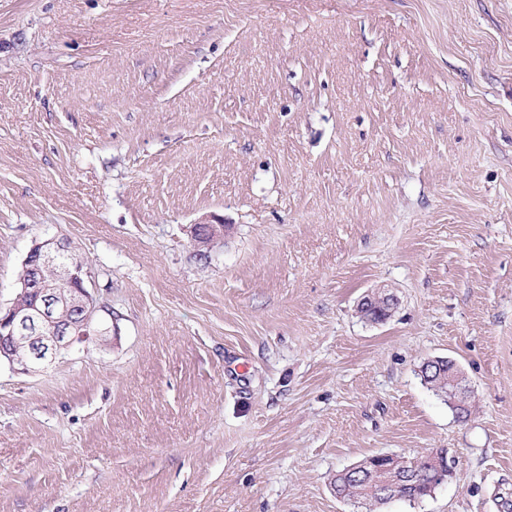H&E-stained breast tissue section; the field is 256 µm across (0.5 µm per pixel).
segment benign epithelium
<instances>
[{
	"label": "benign epithelium",
	"instance_id": "7a95c632",
	"mask_svg": "<svg viewBox=\"0 0 512 512\" xmlns=\"http://www.w3.org/2000/svg\"><path fill=\"white\" fill-rule=\"evenodd\" d=\"M196 247L210 250L215 243L224 238V224L215 222H200L192 229ZM58 281L70 284L66 295L56 293ZM34 289L36 297L29 305L11 303L5 309H0V359H5L21 373L36 372L74 342L85 339L99 332L104 322L105 308L98 305L93 298L91 270L88 264L77 256L65 242L59 240H44L36 242L29 249L23 262L22 272L18 278L19 294ZM387 301L386 309L378 321H385L394 309L396 297L379 293L365 295L361 307L379 300ZM75 314L68 320L60 316L59 311ZM24 344L27 351L23 355L16 354L15 347ZM470 399L469 387L461 369L453 362H448V403L455 408H466ZM431 455L417 456L408 461V475L403 476L391 472V468H379L387 456L374 455L367 461L356 463L354 470H363L368 466L379 469V473H387L389 477L378 483L375 493L387 500L396 496V491L406 484L410 476L417 473L422 461Z\"/></svg>",
	"mask_w": 512,
	"mask_h": 512
}]
</instances>
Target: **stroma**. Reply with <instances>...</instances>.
I'll return each instance as SVG.
<instances>
[{"label":"stroma","mask_w":512,"mask_h":512,"mask_svg":"<svg viewBox=\"0 0 512 512\" xmlns=\"http://www.w3.org/2000/svg\"><path fill=\"white\" fill-rule=\"evenodd\" d=\"M36 239L112 322L0 361V512H512V0H0V307ZM213 222H200L194 225L192 229L193 238L196 247L200 250H206L207 253L215 243L224 238V224L220 220ZM426 368L433 387L441 390L448 387V403L452 407L466 409L471 395L461 369L452 361L448 362V369L432 363H427ZM439 456L440 457L436 459L433 458V454H424L417 456L409 461L405 459L408 461L409 465V468H406L408 469L406 476H403L402 474H395L391 470L393 468V464L389 467H380L379 465L384 463V461L390 457V455L384 454L373 455L372 457L368 458L366 462L362 461L354 464L351 469L365 470V468L368 466L379 469L384 468L377 472L370 473L369 476L390 472V476L382 482H378V485L375 488V493L378 494V498L389 500V498L396 496V491L406 484V480L411 479L412 476H410V474L413 475L417 473L422 461L433 458L422 464L417 474L418 482L416 483V487H406L401 490V497L408 496L410 498H416L424 495L428 484L436 482L440 480L442 476H444L442 475L440 478L436 479V475L439 473V470L446 472V458L442 455ZM331 484L333 485L336 494L342 495L343 499L357 504L358 507L365 508L366 511L379 512L378 498L374 493L371 492V485L367 481V476L356 472L346 473L344 471H339L336 473V476L333 478ZM415 491L416 493H414Z\"/></svg>","instance_id":"35a3bbf8"}]
</instances>
